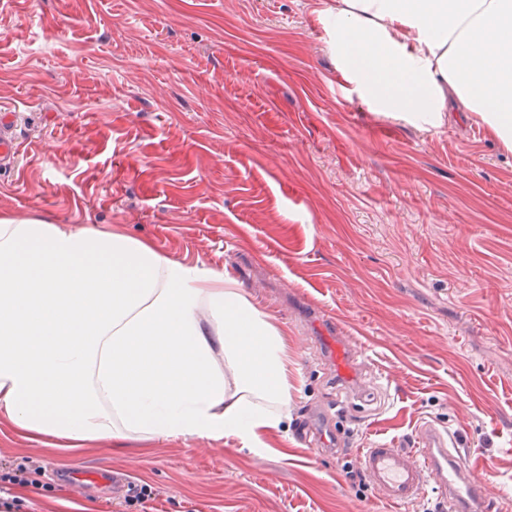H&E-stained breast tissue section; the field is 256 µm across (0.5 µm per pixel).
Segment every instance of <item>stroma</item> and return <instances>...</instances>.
<instances>
[{"instance_id":"1","label":"stroma","mask_w":512,"mask_h":512,"mask_svg":"<svg viewBox=\"0 0 512 512\" xmlns=\"http://www.w3.org/2000/svg\"><path fill=\"white\" fill-rule=\"evenodd\" d=\"M319 0H0V108L21 153L0 215L119 230L237 280L288 336V418L261 434L107 441L68 457L0 425L28 512H433L346 477L375 440L454 431L512 512V152L449 114L370 112L325 41ZM336 322L373 383L315 360ZM351 411L338 452L299 420ZM76 468L119 486L76 487ZM152 490L143 503L128 487Z\"/></svg>"}]
</instances>
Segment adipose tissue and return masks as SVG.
I'll return each mask as SVG.
<instances>
[{
	"mask_svg": "<svg viewBox=\"0 0 512 512\" xmlns=\"http://www.w3.org/2000/svg\"><path fill=\"white\" fill-rule=\"evenodd\" d=\"M336 66L420 129L448 104L512 149V0H336ZM288 413V346L236 281L120 232L0 217V423L73 452L249 443Z\"/></svg>",
	"mask_w": 512,
	"mask_h": 512,
	"instance_id": "obj_1",
	"label": "adipose tissue"
}]
</instances>
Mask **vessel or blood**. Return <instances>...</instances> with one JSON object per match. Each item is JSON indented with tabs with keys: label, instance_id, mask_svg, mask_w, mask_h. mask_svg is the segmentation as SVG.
I'll return each instance as SVG.
<instances>
[{
	"label": "vessel or blood",
	"instance_id": "vessel-or-blood-1",
	"mask_svg": "<svg viewBox=\"0 0 512 512\" xmlns=\"http://www.w3.org/2000/svg\"><path fill=\"white\" fill-rule=\"evenodd\" d=\"M15 120L14 113H0V166L11 164L19 153V144L11 132ZM358 357L354 337L332 338L330 362L339 376H347ZM298 431L303 441L315 447L330 450L339 445L331 419L303 420ZM356 463L375 497L396 508L421 499L430 491L447 501L451 512H500L504 501L503 496L493 492L489 481L464 466L455 434L432 422L419 427L412 447L378 442L358 449Z\"/></svg>",
	"mask_w": 512,
	"mask_h": 512
}]
</instances>
